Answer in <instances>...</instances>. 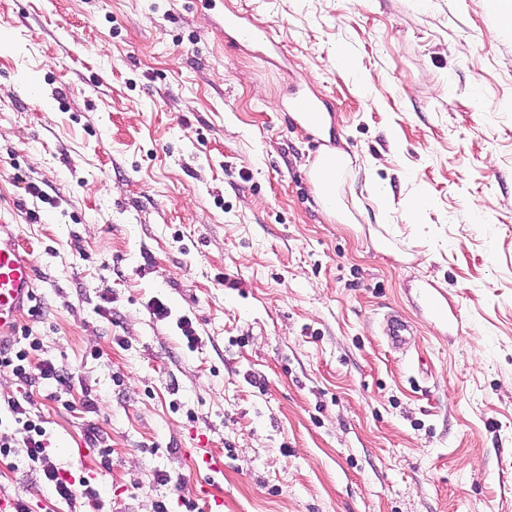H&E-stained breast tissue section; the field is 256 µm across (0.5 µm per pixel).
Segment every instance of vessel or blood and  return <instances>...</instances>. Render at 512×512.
<instances>
[{"label":"vessel or blood","mask_w":512,"mask_h":512,"mask_svg":"<svg viewBox=\"0 0 512 512\" xmlns=\"http://www.w3.org/2000/svg\"><path fill=\"white\" fill-rule=\"evenodd\" d=\"M224 27L254 44L270 46L274 43L270 25L252 21L232 11L225 13ZM292 109L315 132L323 131V105L301 98L293 103ZM35 276L36 269L29 251L20 244L9 225L0 224V339L15 331L18 312L33 301ZM420 297L423 309L431 319L446 325L448 330L458 329V317L449 312L442 292L435 288H424L420 291ZM409 332V326L395 316L388 317L383 325V334L389 345L399 351L404 349ZM193 466L195 471L203 475L196 491L200 512H223L225 503L212 494L208 479L209 473L220 470L218 459L204 454L195 458Z\"/></svg>","instance_id":"vessel-or-blood-1"}]
</instances>
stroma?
Here are the masks:
<instances>
[{
  "label": "stroma",
  "mask_w": 512,
  "mask_h": 512,
  "mask_svg": "<svg viewBox=\"0 0 512 512\" xmlns=\"http://www.w3.org/2000/svg\"><path fill=\"white\" fill-rule=\"evenodd\" d=\"M228 9L275 46L230 45ZM511 15L0 0V224L37 272L18 326L31 362L69 375L0 370V402L31 395L98 512H186L201 450L232 512H512ZM303 96L328 103L351 159L337 217L310 181ZM424 286L458 332L423 312ZM392 314L412 327L403 353ZM1 495L68 512L20 448ZM410 327L397 316H389L383 325V335L394 350H403L407 343Z\"/></svg>",
  "instance_id": "obj_1"
}]
</instances>
